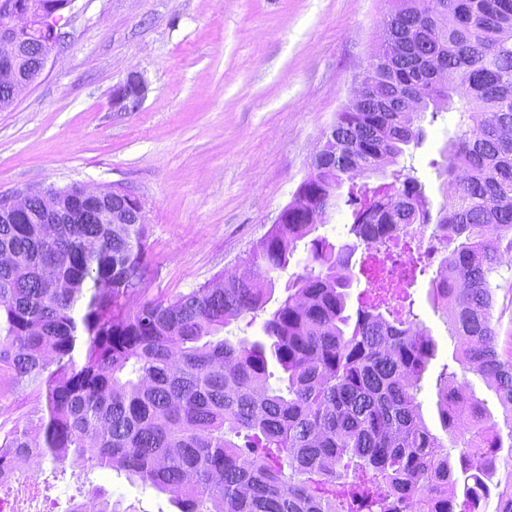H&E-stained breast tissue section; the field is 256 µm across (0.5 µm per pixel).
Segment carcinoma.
Returning <instances> with one entry per match:
<instances>
[{
    "mask_svg": "<svg viewBox=\"0 0 512 512\" xmlns=\"http://www.w3.org/2000/svg\"><path fill=\"white\" fill-rule=\"evenodd\" d=\"M35 15L65 12L73 0H28ZM380 23L381 53L364 85H392L425 97L389 112L362 99L338 112L320 170L299 185L303 204L253 244L247 275L217 278L135 310L146 291L147 224L43 223L38 201L27 224H0V370L45 396L46 413L0 438V485L24 474L37 452L77 482L99 512H117L94 484L115 471L171 495L179 512H481L512 449V355L498 352L493 319L499 254L512 250V0H397ZM50 28L22 34L27 48ZM457 114L448 133L441 204L431 216L418 177L393 169L419 145L422 114ZM373 174L381 182L362 181ZM73 197L71 209L112 206ZM346 208L349 240L317 234L304 210ZM435 223L449 255L448 279L432 295L459 343L458 369L437 378L446 433L430 432L418 395L435 344L405 295L392 305L366 288L347 313L354 278L372 283L356 250L408 224ZM302 271L271 312L274 274L298 252ZM262 338L217 334L262 314ZM286 390L267 385L270 364ZM481 375L504 411L455 396L458 373ZM469 428L458 429V417ZM496 512H512V476L495 484Z\"/></svg>",
    "mask_w": 512,
    "mask_h": 512,
    "instance_id": "obj_1",
    "label": "carcinoma"
}]
</instances>
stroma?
<instances>
[{"label": "stroma", "mask_w": 512, "mask_h": 512, "mask_svg": "<svg viewBox=\"0 0 512 512\" xmlns=\"http://www.w3.org/2000/svg\"><path fill=\"white\" fill-rule=\"evenodd\" d=\"M391 0H75L36 83L0 111V196L27 187L121 183L144 201L151 276L129 307L190 292L234 270L292 200L322 132L347 103L377 47ZM132 72L148 84L138 110L112 106ZM451 113L423 120L414 166L433 206L443 201L430 160ZM409 292L435 355L421 414L442 427L436 378L457 341L433 307L432 276ZM498 350L512 352V270L499 281ZM42 401L0 372V428L26 424ZM119 512H170L166 494L102 470Z\"/></svg>", "instance_id": "obj_1"}]
</instances>
